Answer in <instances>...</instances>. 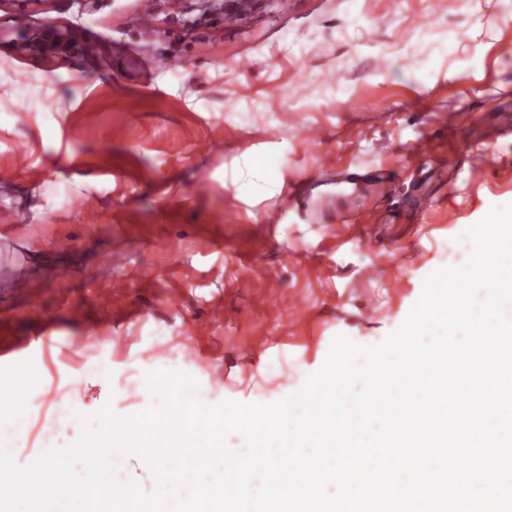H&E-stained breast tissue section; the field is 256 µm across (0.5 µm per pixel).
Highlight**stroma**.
I'll return each instance as SVG.
<instances>
[{
	"label": "stroma",
	"instance_id": "obj_1",
	"mask_svg": "<svg viewBox=\"0 0 512 512\" xmlns=\"http://www.w3.org/2000/svg\"><path fill=\"white\" fill-rule=\"evenodd\" d=\"M259 157L280 190L249 193ZM507 203L512 0H238L148 26L139 0H0V349L28 344L0 428L23 417L29 464L77 414L158 405L150 370L209 406L276 402L336 335L395 331ZM368 208L387 223H354ZM264 280L294 304L260 305Z\"/></svg>",
	"mask_w": 512,
	"mask_h": 512
}]
</instances>
